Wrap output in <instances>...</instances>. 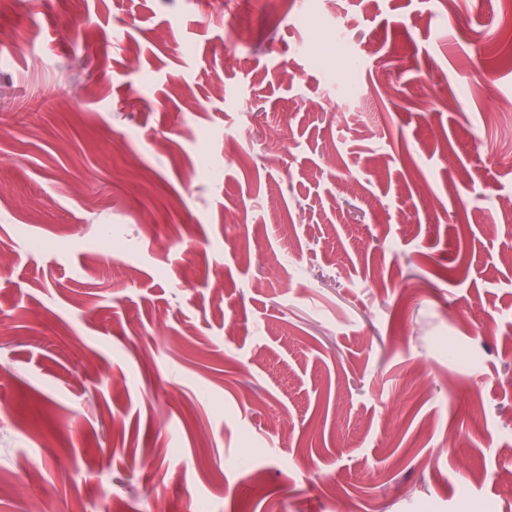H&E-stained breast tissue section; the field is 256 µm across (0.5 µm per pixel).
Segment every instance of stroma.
I'll return each mask as SVG.
<instances>
[{
  "label": "stroma",
  "mask_w": 512,
  "mask_h": 512,
  "mask_svg": "<svg viewBox=\"0 0 512 512\" xmlns=\"http://www.w3.org/2000/svg\"><path fill=\"white\" fill-rule=\"evenodd\" d=\"M496 4L0 0V512H512Z\"/></svg>",
  "instance_id": "stroma-1"
}]
</instances>
